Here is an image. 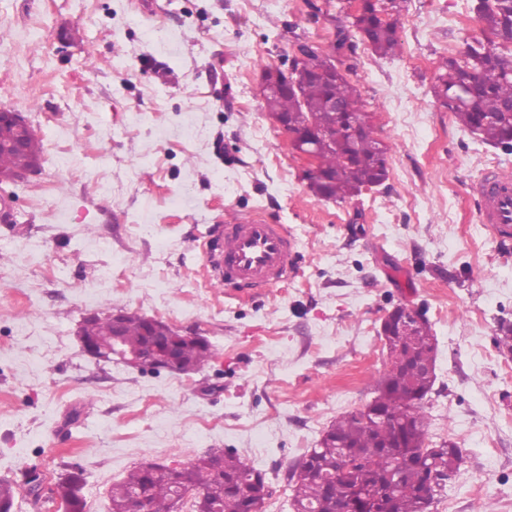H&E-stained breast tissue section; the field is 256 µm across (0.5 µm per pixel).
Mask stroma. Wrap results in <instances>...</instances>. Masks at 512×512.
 Segmentation results:
<instances>
[{"label": "stroma", "instance_id": "stroma-1", "mask_svg": "<svg viewBox=\"0 0 512 512\" xmlns=\"http://www.w3.org/2000/svg\"><path fill=\"white\" fill-rule=\"evenodd\" d=\"M0 0V107L41 143L28 180L0 183V478L84 472L86 512L145 461L211 448L261 471L293 512L289 471L389 367L381 322L415 309L437 340L427 441L463 450L448 512H512V248L472 187L512 154L441 108L443 56L479 34L473 0H400L402 54L357 44L349 62L377 136L384 184L318 199L264 108L262 65L326 45L329 0ZM264 213L295 234L296 277L249 297L202 275L212 224ZM200 335L214 357L175 373L84 354L79 323L107 308Z\"/></svg>", "mask_w": 512, "mask_h": 512}]
</instances>
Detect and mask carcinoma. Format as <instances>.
I'll list each match as a JSON object with an SVG mask.
<instances>
[{
    "label": "carcinoma",
    "instance_id": "carcinoma-1",
    "mask_svg": "<svg viewBox=\"0 0 512 512\" xmlns=\"http://www.w3.org/2000/svg\"><path fill=\"white\" fill-rule=\"evenodd\" d=\"M482 36L464 43L456 53L443 57L434 85L440 105L451 112L464 129L481 141L512 153V73L505 66L503 50H512V0H475ZM334 39L327 48L304 42L302 54L310 60L336 55L344 69L323 80L292 68L262 67L261 80L268 85L289 84L288 92L264 96L270 115L286 112L298 117L310 134L298 149L313 154L316 170L303 173L314 196L343 202L388 178L391 147L376 136L372 113L351 83L352 67L345 53L353 40L366 44L376 55L393 58L401 54L398 19L385 7V0H358L350 13L344 8L332 16ZM336 98L347 112L325 111L326 99ZM29 157L0 149V171L26 168ZM143 318L126 316L125 342L145 343ZM181 354L193 370L204 369L213 356L211 345L180 340ZM392 360L376 383L374 404L399 420L401 433L382 425L370 426L348 412L324 432L313 448L290 471L293 506L299 512H339L356 500L352 512H363L359 494L379 495L376 512H431L463 462L457 443L426 445L427 415L423 401L433 380L423 376L421 365L435 359L427 323L412 336L391 339ZM186 486L193 495V512L218 506L222 512H262L271 495L264 474L246 464L235 452L211 448L195 461L177 467L167 464L149 468L139 464L127 477L112 485L110 512H127L130 495L140 490L148 512H173L176 487Z\"/></svg>",
    "mask_w": 512,
    "mask_h": 512
}]
</instances>
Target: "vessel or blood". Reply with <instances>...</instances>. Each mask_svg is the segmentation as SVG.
Segmentation results:
<instances>
[{"label": "vessel or blood", "mask_w": 512, "mask_h": 512, "mask_svg": "<svg viewBox=\"0 0 512 512\" xmlns=\"http://www.w3.org/2000/svg\"><path fill=\"white\" fill-rule=\"evenodd\" d=\"M479 216L504 243L512 241V177L494 175L478 183ZM210 283L240 291L265 290L293 278L300 252L285 225L257 213L230 218L213 227L203 246Z\"/></svg>", "instance_id": "1"}]
</instances>
